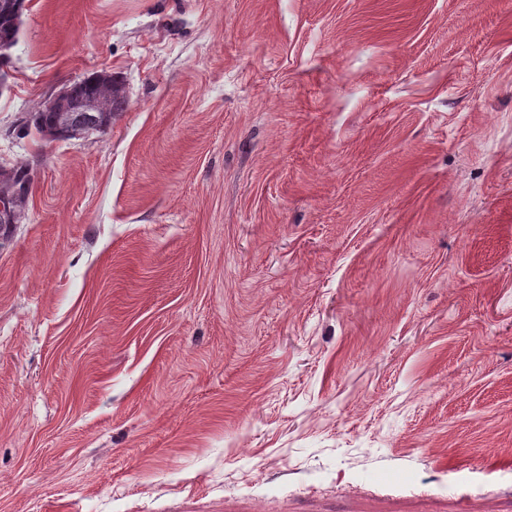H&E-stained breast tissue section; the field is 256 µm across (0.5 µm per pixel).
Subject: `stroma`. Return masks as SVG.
I'll return each mask as SVG.
<instances>
[{"label": "stroma", "instance_id": "stroma-1", "mask_svg": "<svg viewBox=\"0 0 512 512\" xmlns=\"http://www.w3.org/2000/svg\"><path fill=\"white\" fill-rule=\"evenodd\" d=\"M7 71L0 512H512V0H26ZM102 79L105 91L99 94L96 73H91L73 81L70 88L69 85H65L55 95L47 99V107L51 108L54 112L43 108V104H41L35 112H30L29 118L19 129L20 135L26 137L34 130L37 134L44 137L46 130L58 128L56 123L57 112H59V121L70 128V140L86 138L103 131V128H99L97 124L92 123L72 130L73 127L70 126V123L72 122L73 112H99L101 116L98 117L100 123L105 124L108 129L111 128L112 115L115 112L123 111L126 97L124 92L121 93L120 88H116L108 101V112L104 105V96L112 91V82L109 75H103ZM70 89L72 96L75 98L97 95L89 99L77 100L71 96ZM12 171V175L0 179V201L8 202L12 212L21 218L29 212L32 177L25 162L14 164Z\"/></svg>", "mask_w": 512, "mask_h": 512}]
</instances>
